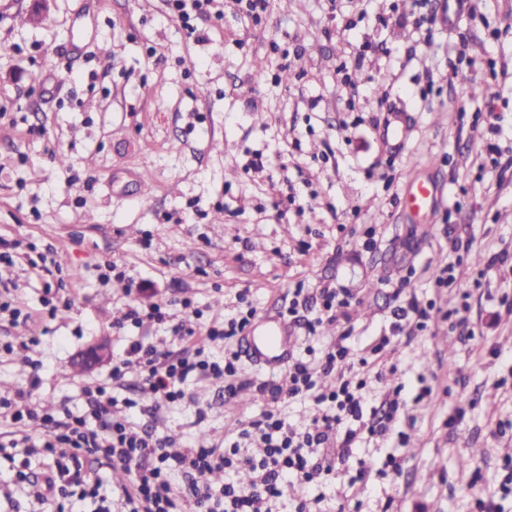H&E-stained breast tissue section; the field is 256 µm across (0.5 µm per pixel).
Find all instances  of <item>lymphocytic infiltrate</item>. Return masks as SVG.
<instances>
[{
  "label": "lymphocytic infiltrate",
  "instance_id": "f902f5d3",
  "mask_svg": "<svg viewBox=\"0 0 512 512\" xmlns=\"http://www.w3.org/2000/svg\"><path fill=\"white\" fill-rule=\"evenodd\" d=\"M410 280V275L401 276L393 291L397 303L394 334L411 326L425 328L430 316L428 307L417 298H405L404 288ZM254 315L246 295H239L236 316L212 321L207 327L205 339L210 349H197L190 357L132 341L112 365L113 380L135 374L157 402L170 408L184 403L186 382L192 376L223 381L225 396H234L244 382L240 356L223 352L222 346L242 333ZM350 339V332H343L317 361L295 358L288 366L287 385H265L270 396L267 409L243 423L221 448L203 446L179 455L169 453V439L163 433L140 431L132 421L114 419L112 408L119 401L112 394L111 382L90 390L86 413L47 411L39 416L25 409L21 401L1 399L0 408L8 410L21 432L8 443H0V452L12 449L21 463L0 479L28 489L51 512H66V502L73 495L97 497L100 477L84 465L87 458L95 457L126 470L131 481L113 489L111 505L98 506L94 512H183L186 501L192 502L194 512H273V503L287 496L294 483L311 485L335 474L363 438L385 437L404 413V401L395 397L387 401L377 421L362 425L368 381L354 368ZM322 373L336 374L333 389H319L317 377ZM288 399L312 401L319 418L310 425L295 426L281 409ZM29 422L40 429V437L23 431V424ZM257 448L262 451L258 457L253 454ZM34 456L48 462V476L41 484L28 473ZM216 469L228 473L247 469L253 480L246 488L232 481L215 487L205 477ZM183 478L189 479L188 487H180Z\"/></svg>",
  "mask_w": 512,
  "mask_h": 512
}]
</instances>
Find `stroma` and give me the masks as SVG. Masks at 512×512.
<instances>
[{"instance_id":"stroma-1","label":"stroma","mask_w":512,"mask_h":512,"mask_svg":"<svg viewBox=\"0 0 512 512\" xmlns=\"http://www.w3.org/2000/svg\"><path fill=\"white\" fill-rule=\"evenodd\" d=\"M435 3L270 0L255 24L234 0H218L223 20L191 17L190 35L169 0H52L40 25L21 22L30 0H0V239L29 255L0 265V296L29 315L0 320V347H13L0 350V398L36 373L28 409L87 407V389L112 365L81 368L77 358L100 341L115 356L140 338L193 354L169 327L123 325L131 302L169 301L178 324L192 318L188 298L206 323L230 315L245 291L252 327L284 323L298 356L309 345L322 351L343 327L326 322L307 335L317 307L293 306L296 284H342L361 349L390 332L393 291L411 269L407 293L436 311L426 331L395 337L363 407L364 422L375 421L401 386L406 442L364 440L334 479L296 485L275 512L317 496L323 512H477L483 497L512 512L501 490L512 429L498 428L512 422V309L501 303L512 280L472 285L491 256L512 258V0H473L450 30L429 23ZM471 57L494 58L501 73L476 97L458 80ZM343 65L354 86L341 84ZM478 111L496 116L501 133L474 123ZM395 127L405 140L392 137ZM420 173L441 184L443 199L416 218L401 199ZM367 224L377 227L371 250ZM457 240L472 243L459 283L434 287ZM47 251L63 280L49 307L51 278L30 265ZM108 261L150 287L130 297L125 282H101ZM463 303L465 324L449 329L444 313ZM229 346L247 379L234 398L223 382L197 377L183 405L136 424L165 431L180 453L223 446L259 416L260 384L282 376L241 338ZM424 386L432 396L421 401ZM390 455L401 469L380 476ZM362 460L371 472L358 481Z\"/></svg>"}]
</instances>
